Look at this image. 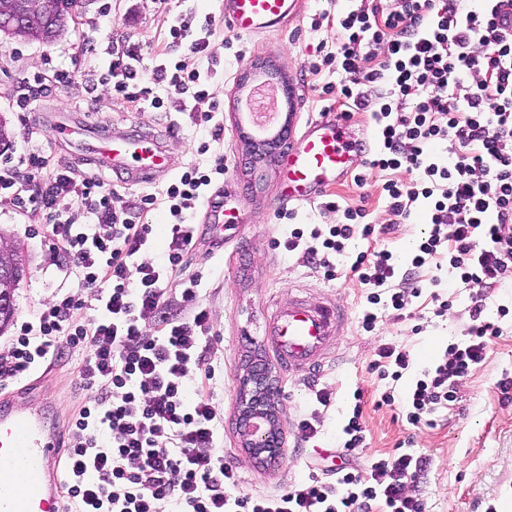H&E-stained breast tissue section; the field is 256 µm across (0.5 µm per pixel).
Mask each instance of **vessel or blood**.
Segmentation results:
<instances>
[{"instance_id": "b4317fda", "label": "vessel or blood", "mask_w": 512, "mask_h": 512, "mask_svg": "<svg viewBox=\"0 0 512 512\" xmlns=\"http://www.w3.org/2000/svg\"><path fill=\"white\" fill-rule=\"evenodd\" d=\"M304 0H224V23L239 35L269 31L299 15ZM257 135L272 136L281 112L248 113ZM53 137L76 142L102 166L140 184L170 172L173 163L163 144L151 135H102L93 126L59 112L49 125ZM368 140L351 135L341 119L323 116L306 122L289 140L282 195L289 203L313 202L318 190L346 177ZM268 346L276 361L290 369L323 364L327 350L343 328L345 316L335 304L292 301L273 314ZM49 406L31 411L12 400L0 401V512H65L59 462L63 430L49 420Z\"/></svg>"}]
</instances>
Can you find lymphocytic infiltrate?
<instances>
[{
    "mask_svg": "<svg viewBox=\"0 0 512 512\" xmlns=\"http://www.w3.org/2000/svg\"><path fill=\"white\" fill-rule=\"evenodd\" d=\"M505 6L512 0H478L471 8L459 0H356L336 15L343 38L335 51L311 66L315 74L326 67L343 75L340 86L323 85V94L370 113L379 142L372 167L412 173V181L383 184L390 212L402 222L419 209L426 224L410 270L385 249L357 254L351 270L371 305L362 329L373 330L382 290H390L396 311L418 297L411 269L447 260L451 278L473 291L468 341L450 344L416 380L406 404L412 425L453 400L459 378L484 360L499 334L483 316L482 291L512 269V31L500 16ZM83 52L107 53L115 98L140 112L164 105L144 87L147 79L196 101L215 95L199 70L179 61L161 60L143 77L139 50L127 39L103 49L90 38ZM371 84L380 85L377 96H369ZM26 140L24 152L0 150V206L49 212V262L77 289H60L34 320L16 325L0 351V390L77 354L75 370L89 396L68 423L67 505L77 512H369L380 500L385 512H423L406 486L426 461L407 453L371 459L366 470L342 471L333 481L313 473L274 495L229 496L237 476L224 463L221 422L206 388L210 312L198 300L196 279L170 286L199 231L182 212L202 197L223 206L224 192L215 186L223 162L211 169L188 164L168 186L174 221L163 260L153 264L139 259L152 228L135 218L156 208L157 195H140L116 211L114 186L66 165L48 167L41 132L28 130ZM65 197L74 205L58 211ZM325 207L342 211L343 222L312 231L310 245L298 231L285 243L323 268L355 233L372 232L358 225L364 210L333 201ZM150 324L157 332L148 336Z\"/></svg>",
    "mask_w": 512,
    "mask_h": 512,
    "instance_id": "lymphocytic-infiltrate-1",
    "label": "lymphocytic infiltrate"
}]
</instances>
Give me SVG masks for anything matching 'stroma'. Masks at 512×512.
I'll return each instance as SVG.
<instances>
[{
	"label": "stroma",
	"mask_w": 512,
	"mask_h": 512,
	"mask_svg": "<svg viewBox=\"0 0 512 512\" xmlns=\"http://www.w3.org/2000/svg\"><path fill=\"white\" fill-rule=\"evenodd\" d=\"M349 0H306L300 17L277 31L240 36L224 25L222 0H87L77 21L68 23L55 41L42 43L0 34V118L11 129L10 146L25 150V130H45L55 112L77 113L87 121L112 131H150L164 142L175 167L197 161L214 167L223 159L224 174L217 180L224 188V247L216 249L209 234L199 235L183 258L184 277L199 281L200 300L212 311L213 329L206 363L214 372L209 382L213 404L224 426V460L237 473L239 493H272L320 471L326 450L342 446L344 425L354 406H361L364 442L343 459L348 468L364 469L369 457L410 453L429 460L418 482L408 484L424 512H512V400L504 399L500 382L512 380V275L484 296L487 311L500 329L487 348L484 361L456 386L454 401L437 405L420 424L406 421L403 403L421 373L444 353L449 344H465L471 298L462 288L446 284L447 270L426 268L414 280L422 294L413 299L403 315L386 303L369 305L368 290L350 270L360 251L390 250L406 260L424 229L419 221L395 224L380 194L390 172L371 168L370 156L355 160L356 173L365 185L346 179L329 188L311 203L289 205L281 200L280 178L284 158L248 164L236 128L237 97L243 75L254 62L269 60L283 77L292 80L300 94L299 121L318 118L332 109V100L319 95L325 83H339L338 74L312 75L311 64L335 51L339 33L335 26L313 27L315 14L349 7ZM189 20L200 29L213 19L216 33L204 55L179 48L176 57L191 69L211 70L216 99L223 113L224 130L213 137L212 124L196 125L195 114L208 111L211 102H196L194 112L180 110L177 92L164 98V111L139 112L112 95L111 86L87 93L84 74L89 63L81 48L86 38L99 44L120 38L140 47L143 72H151L162 48L169 42V27L176 19ZM63 69L70 83L32 103L25 116L12 109L25 78L44 68ZM336 199L339 211L324 208ZM362 208L373 225L371 237L354 236L343 253L330 255L334 277L310 262L301 251H288L284 243L293 230L311 232L343 220L344 207ZM47 211L29 210L17 215L0 209V232L20 244L27 257V272L15 292L16 319H33L42 303L55 299L61 274L49 266L51 240L46 234ZM441 281L431 288V277ZM452 301L447 314L435 313L433 294ZM304 298L328 300L345 312L343 333L331 346L330 356L317 370L288 372L275 365L264 342L275 303ZM378 316L373 331H364L365 309ZM506 316H499V309ZM393 344L407 350L410 369L400 380L381 378L369 368L376 349ZM258 356L271 364L281 400L280 425L283 451L274 460L257 458L241 446L236 431V396L239 368L246 356ZM331 395L329 406L317 404V391ZM393 392L394 407H378L385 392ZM7 396L53 406V417L67 425L87 393L79 386L74 361L62 357L49 369H38L6 391ZM316 416L318 432L304 438L299 420Z\"/></svg>",
	"instance_id": "35a3bbf8"
}]
</instances>
